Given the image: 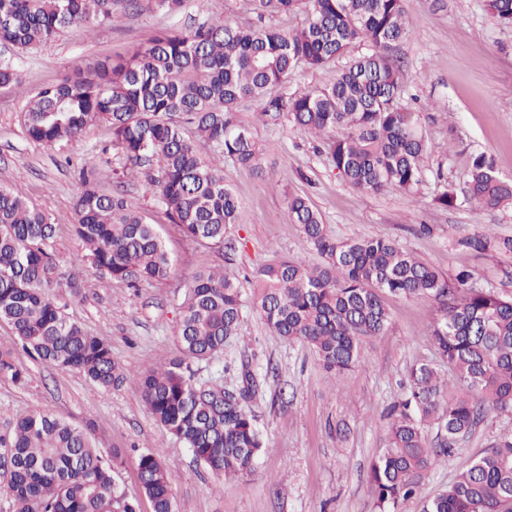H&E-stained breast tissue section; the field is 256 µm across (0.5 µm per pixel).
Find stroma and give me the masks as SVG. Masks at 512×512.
<instances>
[{
  "label": "stroma",
  "instance_id": "obj_1",
  "mask_svg": "<svg viewBox=\"0 0 512 512\" xmlns=\"http://www.w3.org/2000/svg\"><path fill=\"white\" fill-rule=\"evenodd\" d=\"M409 37L396 50L403 77L404 105L421 114V132L431 168L417 195L387 190L357 191L337 174L321 139L288 124L259 121V102L240 103L238 119L262 149L261 171L224 163V181L239 204V222L223 242L188 237L171 223L158 198L147 192L146 174L103 181L104 192L122 194L155 225L173 261L168 279L137 288L84 267L80 296L60 293L62 310L89 333L106 339L127 374L160 368L177 354L180 305L203 270L233 266L251 277L282 258L322 264L300 225L288 217V197L302 194L340 240L382 237L448 277L471 271L475 287L512 297V253L469 252L461 238L489 233L512 237V208L489 212L464 198L472 152L491 155L500 176L512 178V26L501 24L485 0H405ZM211 17L250 25L258 18L248 0H185L175 17L154 0L107 24L80 22L24 53L20 88H0V186L19 190L48 214L59 231L53 251L63 265L84 253L73 233L75 204L82 192L79 171L103 166L110 144L108 123L91 122L74 140L36 143L25 133L24 107L44 86L76 76L96 61L127 54L160 30ZM453 187L456 207L435 199ZM391 323L369 341L351 371L330 377L314 350L270 330L247 309L238 337L206 361H191L196 379L228 388L242 386L241 370L255 375L258 391L246 408L264 448L254 472L244 478L213 475L188 448L158 425L130 383L98 389L84 375L49 366L25 353L12 330L0 322V349L10 350L26 381L0 380V487L9 477L5 442L18 416L37 412L90 425L103 456L121 449L114 477L139 512H153L144 497L138 457L160 453L171 478L176 512H377L369 466L388 441L390 408L408 392L410 369L441 361L430 328L438 304L428 296H386ZM512 433V415L485 410L480 421L425 477L419 497L400 512H421L424 499L445 490L465 462Z\"/></svg>",
  "mask_w": 512,
  "mask_h": 512
}]
</instances>
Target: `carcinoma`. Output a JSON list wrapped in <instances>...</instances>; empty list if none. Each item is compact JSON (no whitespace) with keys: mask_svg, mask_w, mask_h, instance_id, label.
Returning <instances> with one entry per match:
<instances>
[{"mask_svg":"<svg viewBox=\"0 0 512 512\" xmlns=\"http://www.w3.org/2000/svg\"><path fill=\"white\" fill-rule=\"evenodd\" d=\"M138 0H0V87L19 85L18 53L46 43L69 25L107 23ZM258 19L289 14L298 0H249ZM512 24V0H487ZM409 33L404 0H309L299 27L238 25L206 18L189 30L163 29L125 57L98 61L87 76L42 88L26 104V134L52 145L81 136L95 119L112 128L122 170L84 168L72 225L85 253L67 270L55 261L57 225L19 191L0 187V321L21 347L43 362L83 374L94 386H119L127 376L110 344L88 333L57 306L62 289L78 296L79 267L137 287L169 277L172 263L154 225L120 194L99 188L110 174L155 163L148 181L170 220L196 240H224L238 223V202L224 182V159L259 168V150L237 119L240 103H261L264 124L287 122L324 137L337 174L355 190L415 195L425 181L427 145L417 111L401 103L396 43ZM355 43L370 52L352 57L324 87L288 95L280 87L297 67L336 64ZM467 197L487 211L512 208V179L490 156L470 158ZM288 216L302 226L326 266L282 259L259 267L255 307L266 325L291 342L310 345L322 367L340 376L363 358L364 345L389 325L384 296L430 295L438 317L430 329L450 379L429 364L411 369L407 397L389 412L387 447L370 466L379 512H398L418 495L425 475L452 453L489 406L512 414V299L450 280L383 238L336 239L309 199L288 198ZM458 244L475 253L512 252V238L475 234ZM245 299L234 271L200 272L182 303L180 356L135 379L155 421L196 461L219 476L243 478L255 468L263 439L253 417L222 385L194 379L186 360H208L239 334ZM0 380L25 382L10 352L0 351ZM440 437L430 445L426 428ZM89 433L41 413L21 415L8 444L6 492L15 512H137L119 492L114 461ZM143 494L153 512H174L169 473L160 454L140 455ZM422 512H512V434L462 465L445 492Z\"/></svg>","mask_w":512,"mask_h":512,"instance_id":"obj_1","label":"carcinoma"}]
</instances>
